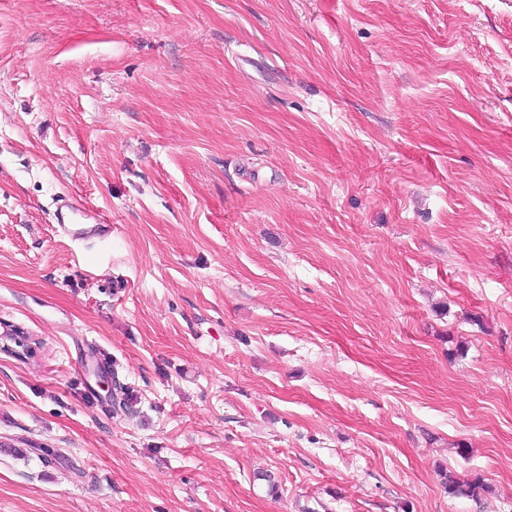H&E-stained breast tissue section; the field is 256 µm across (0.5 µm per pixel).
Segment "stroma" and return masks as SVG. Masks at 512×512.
I'll list each match as a JSON object with an SVG mask.
<instances>
[{"mask_svg": "<svg viewBox=\"0 0 512 512\" xmlns=\"http://www.w3.org/2000/svg\"><path fill=\"white\" fill-rule=\"evenodd\" d=\"M13 329L0 512H512V0H0ZM54 222L74 242L112 237V224L103 214L72 204L65 203L58 207L54 213ZM441 475H443L442 484L444 488L448 492V495L453 497H464L478 502L484 494L491 490L490 485L478 474L461 478L455 473L448 471Z\"/></svg>", "mask_w": 512, "mask_h": 512, "instance_id": "obj_1", "label": "stroma"}]
</instances>
